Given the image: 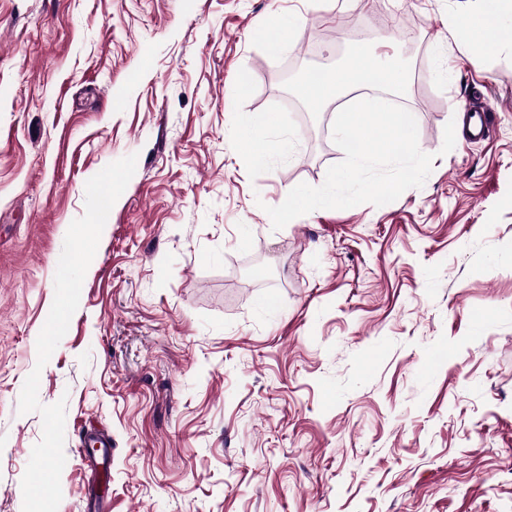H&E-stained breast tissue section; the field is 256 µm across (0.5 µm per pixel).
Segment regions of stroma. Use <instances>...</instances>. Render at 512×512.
Returning <instances> with one entry per match:
<instances>
[{"mask_svg": "<svg viewBox=\"0 0 512 512\" xmlns=\"http://www.w3.org/2000/svg\"><path fill=\"white\" fill-rule=\"evenodd\" d=\"M483 0H0V512L42 437L19 414L85 185L136 155L38 397L66 399L58 512H512V20ZM296 12L271 51L274 16ZM402 64L433 155L377 207L273 229L266 206L344 158L288 70ZM248 92H241V80ZM493 112L483 138L462 105ZM272 118L266 164L239 115ZM484 9L475 16H468L458 26L460 40L474 44H490L487 35L496 29L505 14L512 15L511 0H484ZM301 22L302 16L298 14L288 13V16L279 18L276 22L278 39L269 44L270 49L278 51L283 45L290 42L299 30Z\"/></svg>", "mask_w": 512, "mask_h": 512, "instance_id": "1", "label": "stroma"}]
</instances>
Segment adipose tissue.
I'll return each instance as SVG.
<instances>
[{"label":"adipose tissue","mask_w":512,"mask_h":512,"mask_svg":"<svg viewBox=\"0 0 512 512\" xmlns=\"http://www.w3.org/2000/svg\"><path fill=\"white\" fill-rule=\"evenodd\" d=\"M483 10L475 16L464 19L458 26L460 40L483 44L487 35L497 27L502 17L512 15V0H484ZM375 79L390 89L399 88L402 83L400 73L392 68L370 63L367 56L359 54L349 60L343 68L322 73L316 70L307 72L302 80L301 92L311 104L318 105L339 93L358 87L367 79ZM270 123L269 116L258 112H245L240 120V141L249 158L256 163H264L273 153L271 142L261 138L260 132Z\"/></svg>","instance_id":"ef3b65f1"}]
</instances>
